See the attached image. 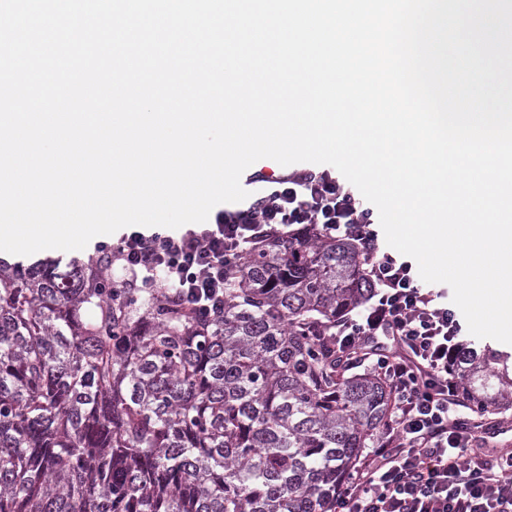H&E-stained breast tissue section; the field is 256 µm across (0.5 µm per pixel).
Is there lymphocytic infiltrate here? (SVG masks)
<instances>
[{
    "instance_id": "obj_1",
    "label": "lymphocytic infiltrate",
    "mask_w": 512,
    "mask_h": 512,
    "mask_svg": "<svg viewBox=\"0 0 512 512\" xmlns=\"http://www.w3.org/2000/svg\"><path fill=\"white\" fill-rule=\"evenodd\" d=\"M372 215L336 179L304 171L273 181L240 208L218 211L204 227L134 231L99 251L142 287L164 280L182 301L219 311L233 258L261 228L284 233L319 224L356 236L372 258L373 290L332 336L341 349L371 355L369 370L387 383L392 402L380 446L356 458L328 512H512V451L487 448L483 420L460 414V383L448 370L461 331L457 314L415 279L411 263L380 252Z\"/></svg>"
}]
</instances>
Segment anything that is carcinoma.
Returning <instances> with one entry per match:
<instances>
[{
    "label": "carcinoma",
    "instance_id": "cac0c4a2",
    "mask_svg": "<svg viewBox=\"0 0 512 512\" xmlns=\"http://www.w3.org/2000/svg\"><path fill=\"white\" fill-rule=\"evenodd\" d=\"M352 239L263 232L224 311L0 258V512H326L390 403L321 334L371 282ZM460 345L465 399L512 407L509 360Z\"/></svg>",
    "mask_w": 512,
    "mask_h": 512
}]
</instances>
